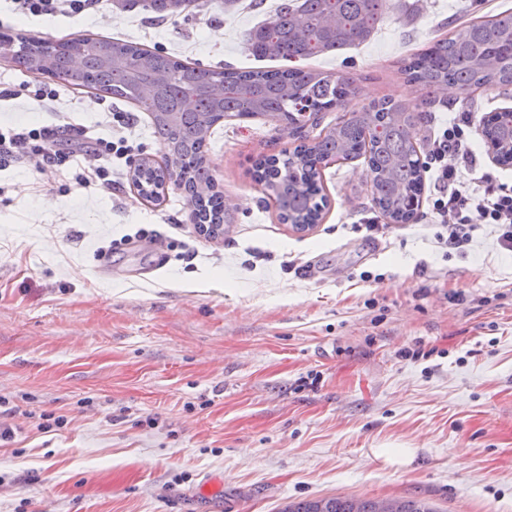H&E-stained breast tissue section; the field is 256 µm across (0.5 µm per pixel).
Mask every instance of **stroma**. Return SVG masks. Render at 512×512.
I'll use <instances>...</instances> for the list:
<instances>
[{"mask_svg":"<svg viewBox=\"0 0 512 512\" xmlns=\"http://www.w3.org/2000/svg\"><path fill=\"white\" fill-rule=\"evenodd\" d=\"M281 0H219L156 17L142 5L40 20L0 0V27L145 45L216 68L271 69L246 34ZM367 42L300 61L355 92L323 124L402 100L438 130L512 108V86L447 91L431 112L400 62L512 0H399ZM54 109L0 99V126L100 125L131 104L59 86ZM95 99L88 112L84 101ZM259 119L215 127L224 234L184 195L140 199L130 177L88 194L0 167V512H281L338 495L419 498L437 512H512V253L480 224L457 249L421 207L378 218L364 159L326 167L328 207L280 223L257 156L298 144ZM378 448H412L405 467Z\"/></svg>","mask_w":512,"mask_h":512,"instance_id":"35a3bbf8","label":"stroma"}]
</instances>
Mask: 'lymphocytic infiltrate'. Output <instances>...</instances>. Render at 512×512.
Returning <instances> with one entry per match:
<instances>
[{
    "label": "lymphocytic infiltrate",
    "instance_id": "lymphocytic-infiltrate-1",
    "mask_svg": "<svg viewBox=\"0 0 512 512\" xmlns=\"http://www.w3.org/2000/svg\"><path fill=\"white\" fill-rule=\"evenodd\" d=\"M473 137L467 112L430 136L427 152L434 181L430 210L448 232L446 245L462 247L469 242L474 225L491 224L499 246L512 251V187L494 183L486 173L468 184L458 179L459 165L475 161ZM135 152L126 137L104 138L84 125H31L0 131V164H26L42 179L68 170L83 189L111 191L116 186L115 162L132 161ZM81 157L91 159V166L74 168V161Z\"/></svg>",
    "mask_w": 512,
    "mask_h": 512
}]
</instances>
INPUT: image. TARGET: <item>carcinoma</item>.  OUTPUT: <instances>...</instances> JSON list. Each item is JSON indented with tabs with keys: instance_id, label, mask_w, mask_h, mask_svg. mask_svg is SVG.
I'll use <instances>...</instances> for the list:
<instances>
[{
	"instance_id": "obj_1",
	"label": "carcinoma",
	"mask_w": 512,
	"mask_h": 512,
	"mask_svg": "<svg viewBox=\"0 0 512 512\" xmlns=\"http://www.w3.org/2000/svg\"><path fill=\"white\" fill-rule=\"evenodd\" d=\"M159 17L202 6L200 0H130ZM391 8V0H288L247 42L258 59L299 61L339 51L368 40ZM0 51L14 67L34 77L47 76L65 86L87 88L102 96L135 103L150 115L153 133L169 153L161 160L143 157L133 170L138 194L160 200L170 181L185 193L193 223L208 237L224 233V195L208 165L212 129L226 117H264L283 133L313 115L344 105L354 80L316 70L206 68L157 50L89 35L54 39L0 31ZM82 67L70 66L72 53ZM405 79L430 98L446 89L512 85V11L493 19L458 25L451 34L401 63ZM159 88L149 101L140 83ZM426 113L383 99L303 140L293 149L262 155L253 177L283 224L305 231L317 224L327 206L322 171L330 164L364 158L372 202L390 224L416 219L424 190L418 152ZM481 135L502 166H512V109L488 113ZM282 512H377V500L349 496L292 502ZM395 512H436L423 500L396 499Z\"/></svg>"
}]
</instances>
